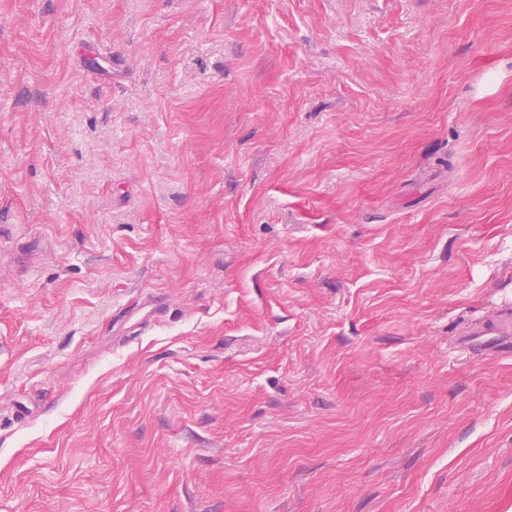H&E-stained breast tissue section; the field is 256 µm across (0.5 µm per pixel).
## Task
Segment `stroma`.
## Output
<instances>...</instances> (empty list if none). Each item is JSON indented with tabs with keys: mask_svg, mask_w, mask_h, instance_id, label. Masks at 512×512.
<instances>
[{
	"mask_svg": "<svg viewBox=\"0 0 512 512\" xmlns=\"http://www.w3.org/2000/svg\"><path fill=\"white\" fill-rule=\"evenodd\" d=\"M506 308L512 0H0V512H512Z\"/></svg>",
	"mask_w": 512,
	"mask_h": 512,
	"instance_id": "35a3bbf8",
	"label": "stroma"
}]
</instances>
